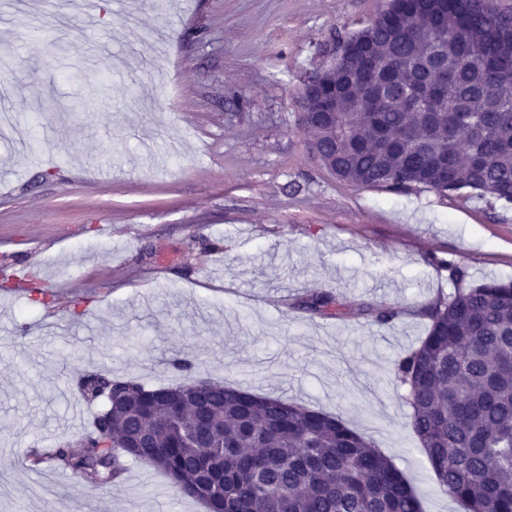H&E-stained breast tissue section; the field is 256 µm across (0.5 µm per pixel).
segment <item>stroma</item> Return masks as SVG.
<instances>
[{
	"mask_svg": "<svg viewBox=\"0 0 512 512\" xmlns=\"http://www.w3.org/2000/svg\"><path fill=\"white\" fill-rule=\"evenodd\" d=\"M65 2L0 12V81L41 130L29 146L0 134V275L35 282L0 289V512H207L137 461L91 488L28 456L88 430L101 405L75 380L103 368L339 417L423 512H465L434 483L394 363L454 291L440 260L472 284L512 280V206L343 184L295 104L320 44L384 0H95L90 15ZM320 291L353 315L298 309ZM365 304L400 315L380 324Z\"/></svg>",
	"mask_w": 512,
	"mask_h": 512,
	"instance_id": "stroma-1",
	"label": "stroma"
}]
</instances>
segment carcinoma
<instances>
[{"instance_id":"1","label":"carcinoma","mask_w":512,"mask_h":512,"mask_svg":"<svg viewBox=\"0 0 512 512\" xmlns=\"http://www.w3.org/2000/svg\"><path fill=\"white\" fill-rule=\"evenodd\" d=\"M367 37L366 53L346 74L321 84L336 102L345 132L323 140L336 151L334 175L354 186L440 195L464 189L512 204V13L489 0H392L384 20L348 38ZM454 294L427 309V335L398 360L411 424L439 489L467 512H512V281L465 284L466 272L445 259ZM306 313L338 320L348 312L317 292ZM359 313L394 320L389 306ZM204 401L159 408L139 405L154 390L101 369L79 380L84 399L114 400L90 430L44 458L89 487L121 480L126 459H153L174 485L202 486L215 465L223 483L206 495L208 512H422L405 475L364 436L332 415L281 398L203 380ZM217 425L222 448L195 435L197 422ZM146 448L126 454L128 437Z\"/></svg>"}]
</instances>
